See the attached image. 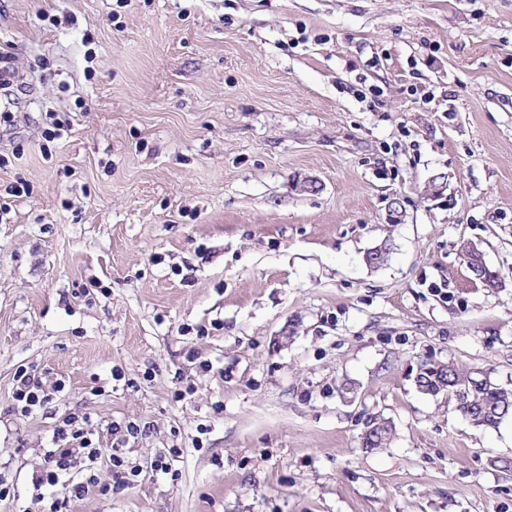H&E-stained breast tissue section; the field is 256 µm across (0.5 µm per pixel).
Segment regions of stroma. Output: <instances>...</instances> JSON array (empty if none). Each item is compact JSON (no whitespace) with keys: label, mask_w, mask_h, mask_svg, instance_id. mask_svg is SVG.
<instances>
[{"label":"stroma","mask_w":512,"mask_h":512,"mask_svg":"<svg viewBox=\"0 0 512 512\" xmlns=\"http://www.w3.org/2000/svg\"><path fill=\"white\" fill-rule=\"evenodd\" d=\"M1 43L0 512L70 412L141 427L73 512H512V419L414 383L512 389V0H0ZM22 364L65 384L30 416ZM480 378L448 364L421 374L415 383L418 389L429 390L423 392L419 389L425 394L447 395L449 400L455 401L456 408L462 401L469 402L470 409H473L470 416L480 417L477 426L496 428L512 416V390L500 387L491 378L489 382L480 383ZM457 410L461 413L460 409ZM393 435L392 425L386 419L375 418L363 433V448H386Z\"/></svg>","instance_id":"35a3bbf8"}]
</instances>
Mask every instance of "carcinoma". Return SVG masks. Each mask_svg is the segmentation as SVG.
<instances>
[{"mask_svg":"<svg viewBox=\"0 0 512 512\" xmlns=\"http://www.w3.org/2000/svg\"><path fill=\"white\" fill-rule=\"evenodd\" d=\"M416 386L429 390V394H445L448 399L460 403L469 402L470 415H477L480 427L496 428L512 416V390L505 389L494 381L478 382L473 373L453 365H441L437 369L421 374ZM393 427L386 419L375 418L363 433L365 448H384L392 438Z\"/></svg>","mask_w":512,"mask_h":512,"instance_id":"carcinoma-1","label":"carcinoma"}]
</instances>
